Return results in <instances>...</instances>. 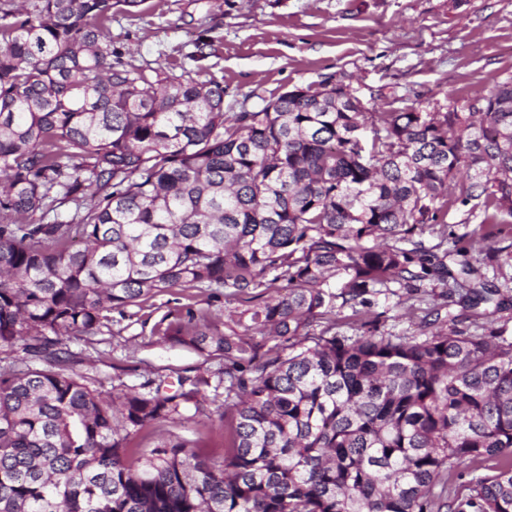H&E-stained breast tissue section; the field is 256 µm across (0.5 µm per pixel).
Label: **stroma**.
<instances>
[{"instance_id": "35a3bbf8", "label": "stroma", "mask_w": 512, "mask_h": 512, "mask_svg": "<svg viewBox=\"0 0 512 512\" xmlns=\"http://www.w3.org/2000/svg\"><path fill=\"white\" fill-rule=\"evenodd\" d=\"M111 32L113 49L137 63L221 83L229 112L328 81L348 85L370 112H444L512 79V0H143L114 10ZM478 274L500 290L493 322L512 332V259L479 265ZM186 304L218 315L242 307L221 294L168 290L133 317L110 313L93 341L68 340L82 357L76 372L108 393L216 371L220 360L158 341L145 325ZM223 405L216 398L195 429L169 424L134 443L147 452L162 435L194 438L202 455L223 462L231 431Z\"/></svg>"}]
</instances>
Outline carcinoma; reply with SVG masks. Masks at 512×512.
Here are the masks:
<instances>
[{
  "label": "carcinoma",
  "mask_w": 512,
  "mask_h": 512,
  "mask_svg": "<svg viewBox=\"0 0 512 512\" xmlns=\"http://www.w3.org/2000/svg\"><path fill=\"white\" fill-rule=\"evenodd\" d=\"M141 2L0 0V350L37 362L0 371V512H512V335L470 279L512 218V80L467 112H361L340 82L226 112L220 84L112 49ZM469 204L480 235L447 232ZM171 288L248 304L152 329L224 367L112 395L73 370L64 340ZM455 293L464 328L435 303ZM379 296L428 302L427 332L336 331ZM221 387L222 464L186 438L132 455ZM496 470L494 462H486L481 465L473 466L468 463L463 464L458 472L460 476L456 478L455 482L448 484V494H453L454 490L462 484H467L472 480H476L485 475L493 474Z\"/></svg>",
  "instance_id": "1"
}]
</instances>
